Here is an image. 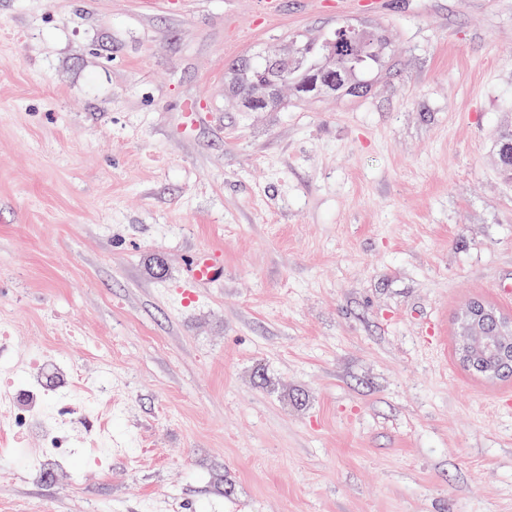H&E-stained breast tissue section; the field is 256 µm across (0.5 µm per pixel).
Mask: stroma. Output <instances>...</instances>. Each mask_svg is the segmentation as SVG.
Masks as SVG:
<instances>
[{
  "label": "stroma",
  "instance_id": "obj_1",
  "mask_svg": "<svg viewBox=\"0 0 512 512\" xmlns=\"http://www.w3.org/2000/svg\"><path fill=\"white\" fill-rule=\"evenodd\" d=\"M342 21L394 69L362 97L245 111L243 59ZM512 0H0V386L31 354L80 474L0 455V512H512V379L454 354L512 315ZM196 250L224 276L186 293ZM466 314L470 323L465 328L464 335L475 340L477 344L482 343L485 351L489 353L492 359H500L504 351V344L499 343L496 336L489 335V333H493L495 328V319L484 314L482 310L475 306L468 307ZM483 339L485 340L482 342Z\"/></svg>",
  "mask_w": 512,
  "mask_h": 512
}]
</instances>
